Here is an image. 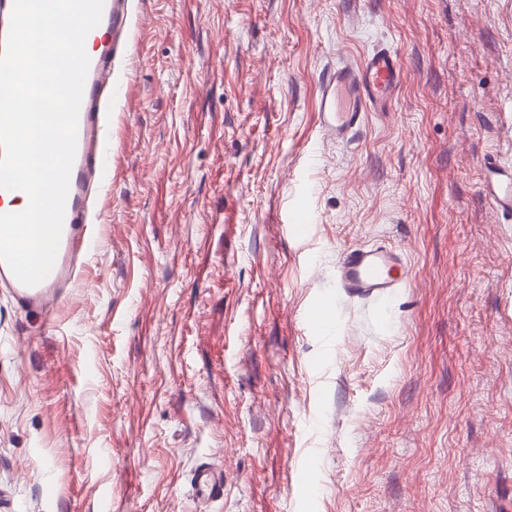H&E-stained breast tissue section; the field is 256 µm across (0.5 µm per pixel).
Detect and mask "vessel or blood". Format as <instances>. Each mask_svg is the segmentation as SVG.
<instances>
[{
    "label": "vessel or blood",
    "instance_id": "obj_1",
    "mask_svg": "<svg viewBox=\"0 0 512 512\" xmlns=\"http://www.w3.org/2000/svg\"><path fill=\"white\" fill-rule=\"evenodd\" d=\"M127 14L128 0H104L101 21L96 27L102 35L103 46L90 57L62 233L52 270L37 285L27 286L0 262V286L9 288L15 300L36 312L48 311L51 303L58 299L60 289L70 285L77 274L81 253L91 246L90 238L79 235L78 227L87 221L89 201L97 193L104 174L103 112L114 83L116 47L113 37L124 26ZM401 75L398 58L388 49L374 51L359 64L347 60L338 62L326 72L321 83L322 130L336 140H351L365 113L385 110L391 103ZM486 194L496 207L512 211V172L498 175L487 187ZM406 279L407 271L399 250L355 246L343 251L336 283L348 297L383 301ZM196 489L203 500L223 494L222 472L200 470L196 475Z\"/></svg>",
    "mask_w": 512,
    "mask_h": 512
}]
</instances>
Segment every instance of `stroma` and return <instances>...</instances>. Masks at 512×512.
I'll return each mask as SVG.
<instances>
[{"instance_id": "1", "label": "stroma", "mask_w": 512, "mask_h": 512, "mask_svg": "<svg viewBox=\"0 0 512 512\" xmlns=\"http://www.w3.org/2000/svg\"><path fill=\"white\" fill-rule=\"evenodd\" d=\"M130 2L95 245L53 312L0 288V512H512V0ZM382 47L388 111L326 138ZM401 75L389 49L374 51L360 64L336 63L321 83V129L336 141L351 140L366 112L385 110L391 103ZM497 175L487 187L486 194L496 207L512 211V172ZM396 271V275L390 272ZM407 279L402 254L397 249L377 247L346 248L336 277L337 288L350 298L383 301ZM196 489L200 499L208 500L211 497L224 493V475L219 470L202 469L196 475Z\"/></svg>"}]
</instances>
